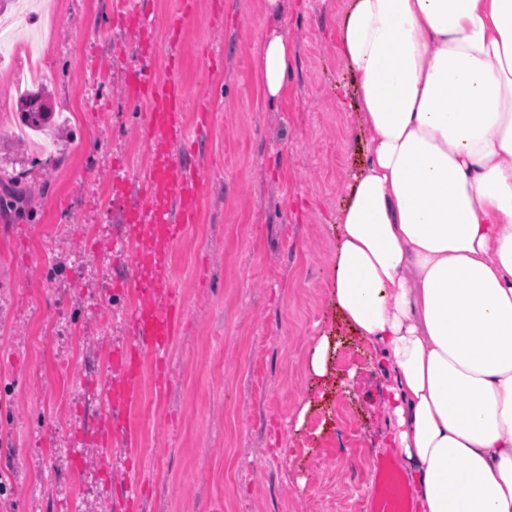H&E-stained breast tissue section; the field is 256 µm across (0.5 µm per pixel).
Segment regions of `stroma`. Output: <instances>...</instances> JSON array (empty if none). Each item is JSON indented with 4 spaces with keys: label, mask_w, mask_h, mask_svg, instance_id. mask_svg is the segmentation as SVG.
<instances>
[{
    "label": "stroma",
    "mask_w": 512,
    "mask_h": 512,
    "mask_svg": "<svg viewBox=\"0 0 512 512\" xmlns=\"http://www.w3.org/2000/svg\"><path fill=\"white\" fill-rule=\"evenodd\" d=\"M344 0H38L53 107L46 156L13 136L0 66V512H336L368 489L386 430L384 376L331 303L336 210L359 158L338 32ZM182 28H175L177 16ZM293 44L287 93L265 98L253 54ZM177 81L202 190L168 250L181 319L164 367L138 361L127 437L99 460L101 384L137 294L115 238L150 161L141 71ZM327 339L329 374L308 371ZM348 408L341 422L333 405Z\"/></svg>",
    "instance_id": "obj_1"
}]
</instances>
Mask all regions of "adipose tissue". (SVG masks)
<instances>
[{"mask_svg":"<svg viewBox=\"0 0 512 512\" xmlns=\"http://www.w3.org/2000/svg\"><path fill=\"white\" fill-rule=\"evenodd\" d=\"M361 158L332 303L388 379L417 512H512V0H347ZM293 49L254 56L264 94Z\"/></svg>","mask_w":512,"mask_h":512,"instance_id":"adipose-tissue-1","label":"adipose tissue"}]
</instances>
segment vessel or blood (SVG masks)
Returning a JSON list of instances; mask_svg holds the SVG:
<instances>
[{
	"mask_svg": "<svg viewBox=\"0 0 512 512\" xmlns=\"http://www.w3.org/2000/svg\"><path fill=\"white\" fill-rule=\"evenodd\" d=\"M139 93L150 109L157 138L151 141L152 165L147 173V205L131 210L126 217V240L135 243L141 231L162 245L180 241L197 215L201 182L174 147L187 143L191 132L177 110L185 95L176 82L161 83L145 75ZM130 280L141 295L128 313L132 348L127 367L114 380L104 381L102 394L109 404L114 432H122L124 420L138 398V375L133 368L139 352L149 351L163 360L176 333L178 309L175 284L169 267L155 252L137 254L132 260ZM373 480L368 490L369 512H411L410 493L402 479L398 461L387 457L372 465Z\"/></svg>",
	"mask_w": 512,
	"mask_h": 512,
	"instance_id": "vessel-or-blood-1",
	"label": "vessel or blood"
}]
</instances>
